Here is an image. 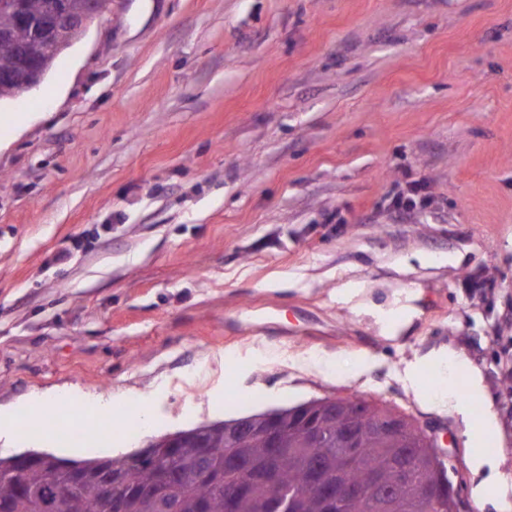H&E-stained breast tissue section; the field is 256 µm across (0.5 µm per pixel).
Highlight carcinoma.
<instances>
[{
    "mask_svg": "<svg viewBox=\"0 0 512 512\" xmlns=\"http://www.w3.org/2000/svg\"><path fill=\"white\" fill-rule=\"evenodd\" d=\"M10 33L17 43H27L32 36L28 26L17 24L14 9L9 0H0V31ZM358 401L343 399L334 419H323L314 431L321 451L316 452L301 439L302 429L295 423L288 425L285 451L271 461L263 437L257 433L240 435L224 430L219 421L202 426L203 433L184 438L175 462L169 464L160 459L132 465L127 456L106 457L103 462L118 474L133 473L138 490L125 491V512H196L197 504L204 501L208 512H224V495H237L236 512H269L271 495L278 493L284 504V512H328L323 500L313 491L304 488L314 462L321 461L334 467L340 459L342 442L338 430L351 419ZM360 437L356 460L341 469L343 485L352 493L341 499L333 512H455L452 500L443 504L424 497V484L431 479L430 452L412 429L397 435H382L370 422H358ZM222 449L208 465L213 471L224 468V453L231 451L250 460L259 471L270 467L274 471L276 486L263 478H255L240 488L236 478L224 477L217 485L199 475L203 463L202 443ZM408 456V464L415 473L414 480L401 479L397 462L401 455ZM16 457H0V512H38L39 496L52 487L62 485L66 475L50 464H34L23 474L29 493L19 491L17 475L13 473ZM167 470L171 479L166 492L158 497L149 491L161 472ZM377 474L386 495L381 498L367 497L360 493L369 475ZM73 512H112V502L104 499L92 481L82 484Z\"/></svg>",
    "mask_w": 512,
    "mask_h": 512,
    "instance_id": "obj_1",
    "label": "carcinoma"
}]
</instances>
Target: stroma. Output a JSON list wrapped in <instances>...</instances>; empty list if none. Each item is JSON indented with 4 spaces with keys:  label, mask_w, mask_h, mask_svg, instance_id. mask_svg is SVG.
Returning a JSON list of instances; mask_svg holds the SVG:
<instances>
[{
    "label": "stroma",
    "mask_w": 512,
    "mask_h": 512,
    "mask_svg": "<svg viewBox=\"0 0 512 512\" xmlns=\"http://www.w3.org/2000/svg\"><path fill=\"white\" fill-rule=\"evenodd\" d=\"M443 347L512 478V0H112L0 102L1 407L112 395L85 437L112 457L355 395L434 426L498 512ZM426 187L421 184H415L408 188L407 194L400 193L393 200L397 209L411 211L419 207H426L430 204L431 199L425 194ZM434 360L439 363H445L450 369L464 374L469 382L470 392L474 396H478L482 393V387L480 378L476 374L474 368L469 362L460 354L453 350L441 349L435 353ZM79 396L82 397L80 393L72 390L57 391L50 394L31 396L22 405L32 413L31 416L40 418L55 412L62 401H67L71 404L72 400ZM458 411L463 416V420L467 428V435L474 446H476L475 448L486 447L485 445L490 439H492L496 432V422L489 408L486 409L482 420L478 424L472 423L466 408L460 407Z\"/></svg>",
    "instance_id": "obj_1"
}]
</instances>
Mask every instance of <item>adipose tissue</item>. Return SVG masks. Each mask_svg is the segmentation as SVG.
I'll list each match as a JSON object with an SVG mask.
<instances>
[{"mask_svg":"<svg viewBox=\"0 0 512 512\" xmlns=\"http://www.w3.org/2000/svg\"><path fill=\"white\" fill-rule=\"evenodd\" d=\"M496 432V422L492 412H485L480 423L468 424L467 435L479 452L471 459L474 470L485 471V478L475 487L474 493L479 498H493L497 501L499 512H512V499L507 496V477L498 469L497 462L482 454L481 449L492 439Z\"/></svg>","mask_w":512,"mask_h":512,"instance_id":"ef3b65f1","label":"adipose tissue"}]
</instances>
